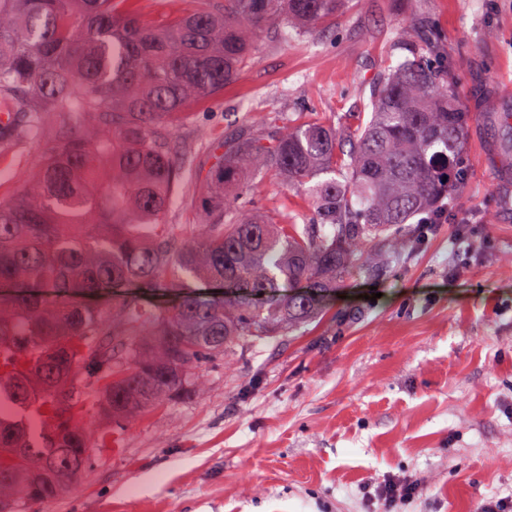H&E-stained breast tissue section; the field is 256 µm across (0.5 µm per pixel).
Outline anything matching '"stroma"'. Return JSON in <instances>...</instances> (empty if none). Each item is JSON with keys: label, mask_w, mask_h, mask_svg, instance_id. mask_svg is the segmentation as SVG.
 <instances>
[{"label": "stroma", "mask_w": 512, "mask_h": 512, "mask_svg": "<svg viewBox=\"0 0 512 512\" xmlns=\"http://www.w3.org/2000/svg\"><path fill=\"white\" fill-rule=\"evenodd\" d=\"M400 44L457 80L469 223L425 237L405 225L397 262L352 276L232 374L212 367L204 394L117 427L62 498L30 512H380L384 485L405 482L419 492L401 512L512 500V0H346L315 29L269 26L240 77L178 123L190 167L168 221L200 223L209 146L268 113L354 127ZM39 155L0 148V197ZM246 205L301 210L306 195L274 181Z\"/></svg>", "instance_id": "stroma-1"}]
</instances>
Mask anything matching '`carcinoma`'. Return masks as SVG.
Returning <instances> with one entry per match:
<instances>
[{
	"mask_svg": "<svg viewBox=\"0 0 512 512\" xmlns=\"http://www.w3.org/2000/svg\"><path fill=\"white\" fill-rule=\"evenodd\" d=\"M344 3L202 0L149 25L133 0H0V144L42 145L0 199V512L63 496L92 440L111 447L84 422L89 396L107 423L199 396L209 365L316 318L393 229L458 200L468 113L448 69L410 49L349 150L329 121L272 113L210 147L204 222H168L186 104L220 96L270 24L314 27ZM278 179L307 210L243 206ZM105 289L106 307L82 300Z\"/></svg>",
	"mask_w": 512,
	"mask_h": 512,
	"instance_id": "obj_1",
	"label": "carcinoma"
}]
</instances>
